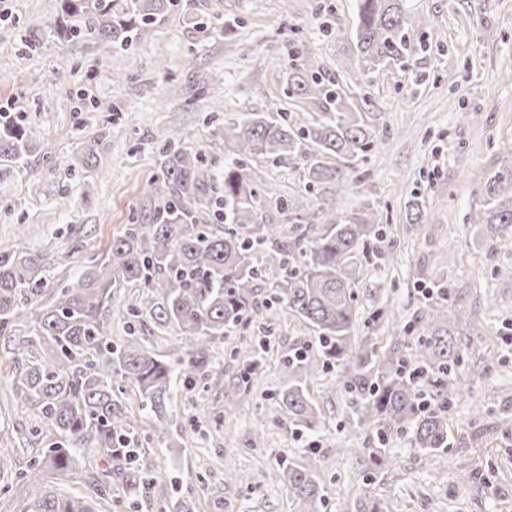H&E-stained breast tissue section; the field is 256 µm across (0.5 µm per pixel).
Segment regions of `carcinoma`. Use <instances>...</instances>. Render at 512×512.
<instances>
[{
	"instance_id": "obj_1",
	"label": "carcinoma",
	"mask_w": 512,
	"mask_h": 512,
	"mask_svg": "<svg viewBox=\"0 0 512 512\" xmlns=\"http://www.w3.org/2000/svg\"><path fill=\"white\" fill-rule=\"evenodd\" d=\"M60 2L61 12L71 19L61 31L64 38L73 43L92 39L106 53L114 46H131L147 26L193 5V0H124L120 8L118 0ZM356 16L350 33L356 54L345 67L360 74L390 61L405 62L411 43L421 37L404 13L403 0H356ZM286 84V96L307 101L313 116L303 124L286 114L242 112L224 125L228 163L219 193L205 177L202 155L163 135L161 177L145 215L125 225L79 279L52 289L49 302L36 312L22 338L17 395L39 411L54 440L23 470L11 466L17 449L0 448V493L44 483L43 493L24 512H98L97 502L111 497L114 484L138 494L145 484L144 470L134 466L139 436L113 394L114 384L135 383L142 406L162 421L172 377L189 387L201 379H218L223 370L210 362L211 344L253 324L259 333L253 346L237 341L230 351L238 358L251 349L224 386V412L229 413L252 387L269 344L274 310L280 307L310 326L317 342L314 355L296 351L282 359L288 385L279 391V403L289 425L309 434L318 431L320 413L303 379L332 369L341 387L360 394L357 424L377 428L379 447L363 449L371 463L390 465L389 435L406 428L423 452L448 447V407L461 395L460 386L448 384V373L461 361L454 331L448 329L455 293L444 281L436 282L423 314L405 330L416 336L403 352L381 358L372 344H352L354 285L377 256L373 243L383 232L381 212L371 203L342 216L319 209L294 223L292 203L260 177L252 160L297 162L306 189L341 193L356 164L375 149L378 136L304 44L288 65ZM32 148L22 124L1 120L0 179L12 177ZM480 194L471 223L485 229L480 240L491 255L512 247V165L485 175ZM270 211L284 216V223H264ZM40 274L39 257L0 251V339L11 341V327L39 295ZM131 283L148 289L151 320L192 341L190 349L163 360L130 322L123 341L112 340L102 313L117 289ZM414 370L435 385L432 398L424 397ZM371 376L376 381H369ZM87 448L105 464L90 481V493H58L54 481L74 474ZM321 457V449L313 447L305 449L302 465L279 463L297 512H319L316 470Z\"/></svg>"
}]
</instances>
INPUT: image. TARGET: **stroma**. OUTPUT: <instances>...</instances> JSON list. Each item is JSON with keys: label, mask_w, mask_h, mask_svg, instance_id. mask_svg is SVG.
I'll return each instance as SVG.
<instances>
[{"label": "stroma", "mask_w": 512, "mask_h": 512, "mask_svg": "<svg viewBox=\"0 0 512 512\" xmlns=\"http://www.w3.org/2000/svg\"><path fill=\"white\" fill-rule=\"evenodd\" d=\"M422 30V49L404 66L362 76L343 71L350 38L325 32L323 15L344 30L356 20L354 0H194L144 30L129 49L101 53L95 43L58 39L59 0H0V111L21 118L33 150L25 169L0 181V250L40 256L45 288L77 278L90 257L108 249L124 224L145 208L160 176L163 135L201 153L208 173L224 171L225 119L242 112H289L307 105L288 98L291 53L306 44L320 66L336 74L356 111L373 115L381 144L361 161L350 190L333 199L349 214L365 201L382 212L385 260L367 266L355 284L359 311L353 340L385 354L402 341L408 322L427 304L432 279L456 292L449 315L463 313L479 334L464 349L453 381L464 394L448 412V449L426 454L408 433L392 436L393 464L373 470L363 449L375 427H351L357 403L335 372L307 378L319 409L314 435H300L276 392L288 382L281 360L314 347L315 333L288 310L277 312L271 351L237 413L224 415L214 383H175L172 419L141 408L137 385L117 383V395L139 435V462L151 477L142 512H169L176 500L191 512H294L278 462H302L321 448V512H358L361 501L385 512H512V249L493 255L474 243L470 217L481 178L512 160V0H406ZM209 19L201 28L199 18ZM193 57L192 67L183 60ZM86 100L74 110L75 96ZM121 111H112V104ZM300 214L316 209L318 194L304 188L293 163L259 166ZM421 196L425 220L406 216ZM143 288H121L102 319L113 339L126 334L123 309L141 310L138 330L161 357L187 347L183 337L156 329L146 317ZM385 318L372 322L376 311ZM17 343L0 341V446L28 439L41 452L47 428L16 396ZM491 414L470 422L471 402ZM248 486L227 482V468ZM472 474L467 486L460 476Z\"/></svg>", "instance_id": "1"}]
</instances>
